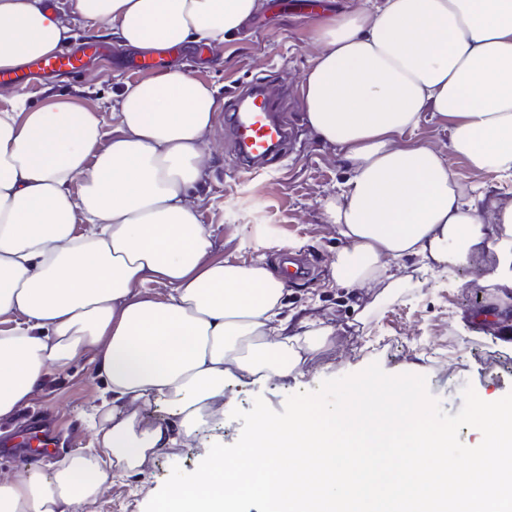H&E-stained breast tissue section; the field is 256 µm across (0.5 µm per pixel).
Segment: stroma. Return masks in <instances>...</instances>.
<instances>
[{"instance_id": "35a3bbf8", "label": "stroma", "mask_w": 512, "mask_h": 512, "mask_svg": "<svg viewBox=\"0 0 512 512\" xmlns=\"http://www.w3.org/2000/svg\"><path fill=\"white\" fill-rule=\"evenodd\" d=\"M315 16L289 0H274L270 14L251 20L235 37L201 62L188 47L170 58L173 66L189 71L215 90L225 103L235 88L257 80L281 102L284 115L297 127V137L285 156L253 174L242 170L224 121H217L212 146L195 192L203 198L199 220L213 234L214 259L252 258L255 238L266 239V258L278 265L282 257H307L312 267L305 280L289 284L283 313L331 324L336 338L315 353L296 379L265 385L225 387L224 416L207 422L201 439H187L155 458L145 473L117 478L85 512H145L152 496L168 479L173 467L194 471L202 460V440L234 444L242 431L233 409H251L263 398L282 411L288 397L312 391L327 379L340 378L378 363L390 375L425 376L429 394L449 413L463 404L462 392L472 387L488 402L512 392V325L489 307L497 298L495 286L484 275L496 267L499 256L489 249L468 264L453 266L428 276L418 287L404 288L397 296L375 303L378 287H341L331 282V263L340 243L327 224L322 203L349 176L340 153L323 144L308 124L300 100V85L310 67L314 48L311 36ZM100 43L103 52L76 75H44L32 70L15 81L16 92L31 104L66 95L95 108L113 101L123 82L147 77L138 67V56L126 50L114 56V45L82 34L76 47ZM448 166L463 188L477 187L500 204L512 203V188L493 173L471 171L467 164L449 157ZM372 307L368 323L357 319L364 307ZM104 397L103 383L76 363L68 370L49 374L44 390L30 406L9 421L0 422V478L25 467L16 452L18 441L33 429L46 430L52 445L48 456L35 461L44 477H52L57 464L71 454L95 445L92 415Z\"/></svg>"}]
</instances>
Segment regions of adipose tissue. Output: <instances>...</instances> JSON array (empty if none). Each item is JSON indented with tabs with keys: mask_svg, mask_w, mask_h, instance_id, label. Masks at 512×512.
Returning a JSON list of instances; mask_svg holds the SVG:
<instances>
[{
	"mask_svg": "<svg viewBox=\"0 0 512 512\" xmlns=\"http://www.w3.org/2000/svg\"><path fill=\"white\" fill-rule=\"evenodd\" d=\"M266 0H0V71L73 43L75 27L149 54L221 48ZM301 103L348 179L323 203L341 247L342 286L402 282L465 263L496 243L492 280L512 289V205L466 194L446 153L512 182V0H358L323 13ZM0 420L13 419L51 371L90 360L107 395L98 450L51 479L26 467L0 478V512H84L115 476L144 473L180 435L224 409V384L285 380L336 330L284 317V281L263 250L216 260L192 192L218 102L179 68L125 83L107 130L71 100L27 107L0 86ZM449 122L447 152L410 140L424 113ZM164 286L162 295L151 285ZM169 403L178 424L156 419Z\"/></svg>",
	"mask_w": 512,
	"mask_h": 512,
	"instance_id": "ef3b65f1",
	"label": "adipose tissue"
}]
</instances>
